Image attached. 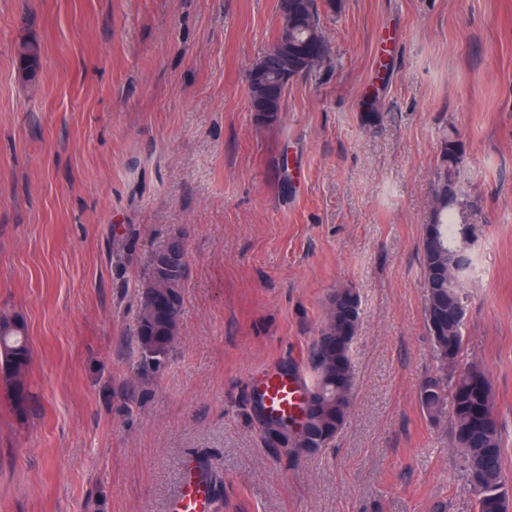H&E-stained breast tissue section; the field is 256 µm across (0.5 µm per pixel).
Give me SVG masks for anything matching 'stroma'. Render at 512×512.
<instances>
[{
    "label": "stroma",
    "instance_id": "obj_1",
    "mask_svg": "<svg viewBox=\"0 0 512 512\" xmlns=\"http://www.w3.org/2000/svg\"><path fill=\"white\" fill-rule=\"evenodd\" d=\"M279 21L277 0H0V313L31 352L26 410L0 383V512H166L192 468L223 512H475L419 405L418 245L451 130L480 228L465 340L512 492V0H336L330 65L269 125L245 75ZM175 237L182 335L156 364L135 285ZM340 287L361 299L346 423L276 447L254 387L272 364L310 375ZM21 70L25 75H31L40 68L41 48L39 44L30 39H22L16 46Z\"/></svg>",
    "mask_w": 512,
    "mask_h": 512
}]
</instances>
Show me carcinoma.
Returning a JSON list of instances; mask_svg holds the SVG:
<instances>
[{
    "label": "carcinoma",
    "instance_id": "1",
    "mask_svg": "<svg viewBox=\"0 0 512 512\" xmlns=\"http://www.w3.org/2000/svg\"><path fill=\"white\" fill-rule=\"evenodd\" d=\"M278 10L281 19L288 24L289 39L303 46L319 38L324 42V53L330 52L317 0H278ZM16 50L24 74L31 75L40 68L41 48L36 41L23 39ZM459 158L458 139L451 132L443 135L433 197L443 203L436 220L440 225L443 251L454 266L437 286L426 288L425 321L434 320L440 313L450 320L436 330L434 362L439 374L424 382L419 401L430 419L438 421L449 417V433L453 446L463 457L465 475L476 496L477 512H490V503L495 498H508L503 432L493 412V393L487 375L480 364L466 359L464 315L458 307V293L472 275L471 261H457V253L469 250L468 216L473 202L468 197L460 201L452 192H441L443 185L456 181ZM152 279L153 273L149 272L136 284L139 294L137 336L145 359L156 361L167 354L169 337L162 324H150L143 316L149 300L143 285ZM328 341L329 337L321 333L310 350L309 364L314 377L308 391L330 404L348 406L352 391L336 387L323 369L322 349ZM440 342L452 344L455 367L451 370L443 365V355L438 348ZM0 355L9 358L0 381L10 391L12 403L22 405L29 400L24 394L29 361L26 328L22 321L5 313L0 315ZM447 401L450 402L448 407L444 406Z\"/></svg>",
    "mask_w": 512,
    "mask_h": 512
}]
</instances>
